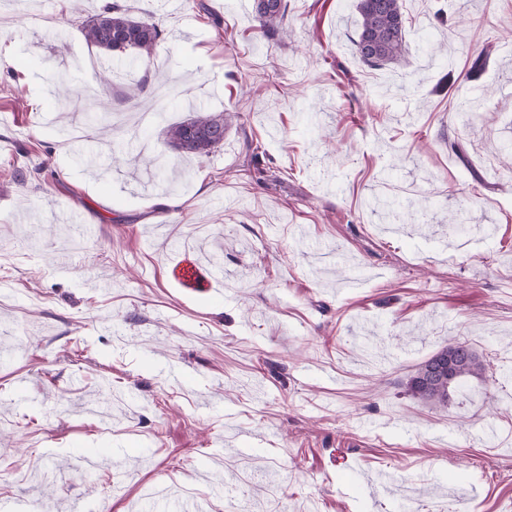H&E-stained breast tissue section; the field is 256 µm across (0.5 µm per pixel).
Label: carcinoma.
I'll list each match as a JSON object with an SVG mask.
<instances>
[{"mask_svg":"<svg viewBox=\"0 0 512 512\" xmlns=\"http://www.w3.org/2000/svg\"><path fill=\"white\" fill-rule=\"evenodd\" d=\"M360 16L356 52L364 64L383 66L401 60L405 53V17L401 0H358ZM258 29L265 35L287 33L285 0H255ZM86 43L111 56L135 53L151 58L163 41V30L151 20L135 19L116 5H106L82 27ZM229 112H202L167 131V144L186 156L203 157L224 142V133L232 123ZM453 361L450 384L433 386L431 370L440 362ZM485 363L478 352L455 340L441 347L410 374L407 390L416 399L435 407L448 405L450 392L467 377L481 378Z\"/></svg>","mask_w":512,"mask_h":512,"instance_id":"cac0c4a2","label":"carcinoma"}]
</instances>
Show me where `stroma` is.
Masks as SVG:
<instances>
[{"label": "stroma", "mask_w": 512, "mask_h": 512, "mask_svg": "<svg viewBox=\"0 0 512 512\" xmlns=\"http://www.w3.org/2000/svg\"><path fill=\"white\" fill-rule=\"evenodd\" d=\"M401 2L407 52L372 68L357 0H287L285 39L254 0H118L163 41L105 84L102 0H0V504L512 512V0ZM199 107L238 113L223 145L167 149ZM134 134L184 176L154 189ZM186 253L219 293L173 279ZM452 337L484 378L410 396Z\"/></svg>", "instance_id": "obj_1"}]
</instances>
